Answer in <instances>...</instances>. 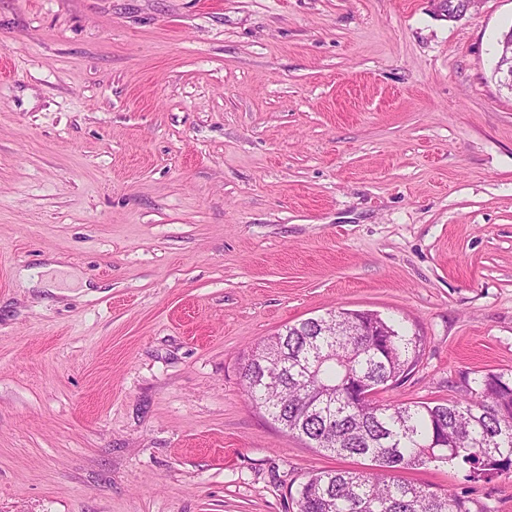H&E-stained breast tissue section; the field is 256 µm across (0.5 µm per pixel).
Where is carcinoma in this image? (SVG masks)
<instances>
[{"instance_id":"1","label":"carcinoma","mask_w":512,"mask_h":512,"mask_svg":"<svg viewBox=\"0 0 512 512\" xmlns=\"http://www.w3.org/2000/svg\"><path fill=\"white\" fill-rule=\"evenodd\" d=\"M288 361L264 367L260 350L242 369L250 402L311 448L362 457L375 467L312 474L298 512H470L450 492L439 496L398 475L448 464L473 478L512 471V377L487 372L446 403L365 407L351 402L352 383L393 387L417 365L421 338L383 323L381 336H356L350 313L325 329L307 319L263 342Z\"/></svg>"}]
</instances>
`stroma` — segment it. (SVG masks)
Instances as JSON below:
<instances>
[{
	"label": "stroma",
	"instance_id": "stroma-1",
	"mask_svg": "<svg viewBox=\"0 0 512 512\" xmlns=\"http://www.w3.org/2000/svg\"><path fill=\"white\" fill-rule=\"evenodd\" d=\"M512 0H0V512H296L255 343L421 337L382 404L512 373ZM53 288H24L21 270ZM406 479L512 512V472ZM501 85L512 91V29L503 36L500 57L496 67Z\"/></svg>",
	"mask_w": 512,
	"mask_h": 512
}]
</instances>
